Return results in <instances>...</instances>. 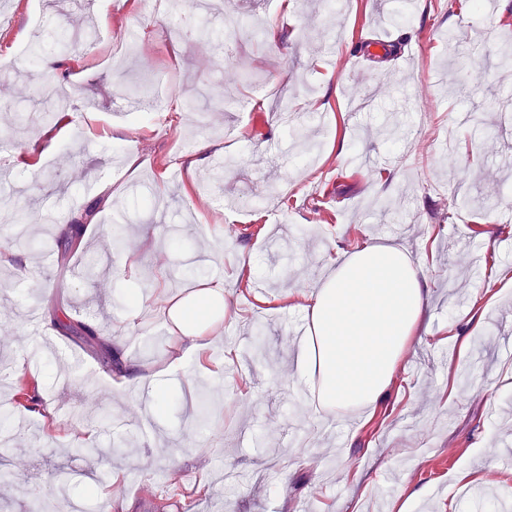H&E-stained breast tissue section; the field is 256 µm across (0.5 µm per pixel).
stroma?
Masks as SVG:
<instances>
[{"mask_svg":"<svg viewBox=\"0 0 512 512\" xmlns=\"http://www.w3.org/2000/svg\"><path fill=\"white\" fill-rule=\"evenodd\" d=\"M152 2L131 10L112 0L103 25L91 8L71 7L63 20L43 0H0L13 21L0 28V50L22 35L39 53L0 70V92L18 107L0 153V200L24 183L27 194L12 200L23 211L96 209L71 256L40 234L9 258L14 279L0 311L15 334L0 359L23 368L0 383V402L27 430L0 442V470L12 475L0 481V512H39L44 495L102 512L88 458L71 452L82 439L71 415L86 408L113 415L95 443L126 448L112 458L126 512H154L136 486L166 468L179 470L187 489L168 501L170 512H397L403 500L411 512L426 503L431 512H495L491 499L468 504L457 476L512 477V464L497 458L512 448V66L497 64L512 45V0L481 12L470 0H439L444 20L424 0H223L209 17L179 0L162 11ZM227 11L241 24L229 39ZM129 25L133 43L122 35ZM76 30L101 40L62 51ZM476 65L486 71L479 85L469 76ZM161 75L171 89L162 111L119 110L124 80L147 89ZM62 81L78 86L76 107L38 122L41 84ZM191 86L221 93L220 124L195 125L182 96ZM188 136L196 158L227 161L204 209L200 179L185 164ZM244 153L252 164L238 163ZM428 195L447 206L436 238L423 214ZM461 197L468 209L458 208ZM116 227L125 239L144 238L136 262L106 247ZM349 229L404 247L430 304L423 339L401 361L378 418L352 411L331 428L310 419L306 391L287 376L288 323L301 314L268 300L283 282L312 287ZM88 258L99 267L92 285L76 274ZM243 271L246 295L236 290ZM217 282L234 292L221 356L166 372L165 307L137 314L126 297ZM33 302L115 334L131 324L130 358L174 396L154 428L141 429L137 414L147 388L103 382L82 394L97 357L67 387L55 349L27 357ZM462 335L484 337L483 354L460 357Z\"/></svg>","mask_w":512,"mask_h":512,"instance_id":"1","label":"stroma"}]
</instances>
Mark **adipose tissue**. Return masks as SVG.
Returning a JSON list of instances; mask_svg holds the SVG:
<instances>
[{
  "label": "adipose tissue",
  "mask_w": 512,
  "mask_h": 512,
  "mask_svg": "<svg viewBox=\"0 0 512 512\" xmlns=\"http://www.w3.org/2000/svg\"><path fill=\"white\" fill-rule=\"evenodd\" d=\"M303 301L304 329L292 342V357L299 382L318 389L312 419L335 418L352 406L375 410L386 401L429 305L421 270L398 247L370 243L331 260ZM159 305L169 306L181 324L169 342L170 362L178 365L207 348L214 318L230 313L232 296L214 286L185 300L164 289L129 299L134 310Z\"/></svg>",
  "instance_id": "adipose-tissue-1"
}]
</instances>
